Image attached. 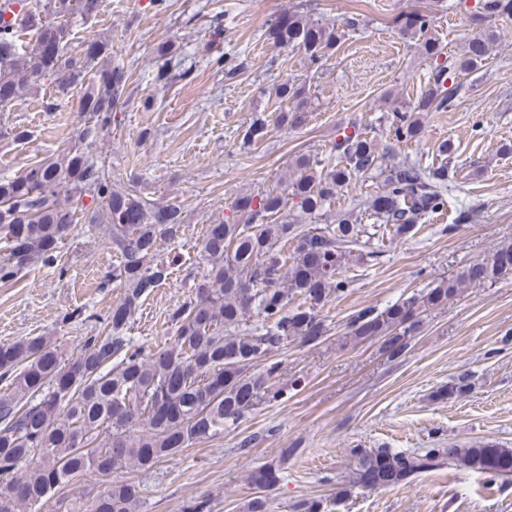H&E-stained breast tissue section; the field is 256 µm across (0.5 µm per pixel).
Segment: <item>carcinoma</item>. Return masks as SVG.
Returning <instances> with one entry per match:
<instances>
[{
	"mask_svg": "<svg viewBox=\"0 0 512 512\" xmlns=\"http://www.w3.org/2000/svg\"><path fill=\"white\" fill-rule=\"evenodd\" d=\"M12 18L0 12V101L13 102L26 88L48 77L59 93H79L83 127L63 151L34 163L20 175L0 178V283L8 284L32 263H52L57 248L75 227L77 212L109 228L120 261L112 279L128 285L122 303L108 316L109 331L91 336L64 361L50 336H33L0 347V377L10 391L0 394V512H29L46 498L91 472L108 474L137 467L148 470L195 443L237 425L258 406L288 394L276 352L288 340L322 342L327 330L319 310L333 294L345 292L340 279L358 245L361 223H374L395 236L448 208V166L423 167L403 160L385 164L377 139L356 130L339 132L335 164L309 152L294 154L276 187L245 193L232 206L234 218L210 224L200 252L209 269L194 286V297L172 314L174 336L143 355L125 326L138 300L168 275L151 263L159 242L180 230L181 207L160 205L133 185L112 187L103 166L83 148L112 126L125 94L127 72L96 68L105 47L98 41L80 56L67 53L72 11L91 15L99 0H11ZM486 20L512 15V0H476ZM400 32L435 61L430 87L413 105L391 109L387 135L397 142L421 138L415 113L446 112L457 87L449 79L482 66L492 53L495 33L469 40L462 53L444 55L432 35V16L398 17ZM36 29V44L19 47L18 28ZM275 43L299 47L316 65L329 56L344 33L290 11L270 24ZM279 102H294L276 115L279 126L308 121V97L286 80L274 90ZM375 173L381 188L362 209L336 226L303 227L319 220L352 177ZM294 201L293 209H287ZM512 274V244L487 260L469 264L424 294L396 301L381 311L363 309L348 323L354 340L380 337L391 358L402 356L418 328L420 314L454 299L471 285ZM258 323L249 325L251 318ZM469 387L461 374L436 392L452 399ZM38 458L31 468L26 463ZM351 486L374 489L409 481L446 465L480 474L487 484L512 477V448L487 442L450 448L394 450L353 448ZM274 465L251 473L261 491L278 481ZM137 483L115 481L89 512H139Z\"/></svg>",
	"mask_w": 512,
	"mask_h": 512,
	"instance_id": "carcinoma-1",
	"label": "carcinoma"
}]
</instances>
